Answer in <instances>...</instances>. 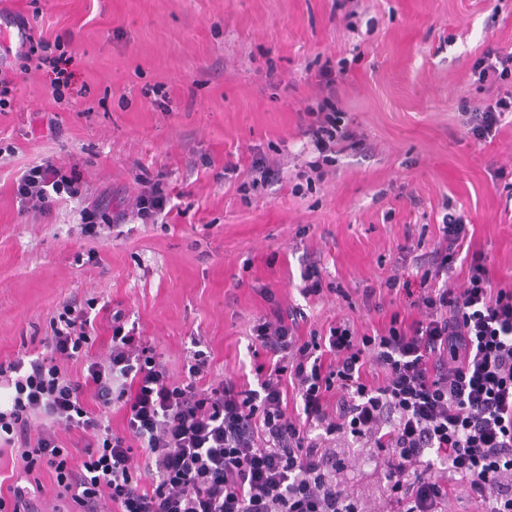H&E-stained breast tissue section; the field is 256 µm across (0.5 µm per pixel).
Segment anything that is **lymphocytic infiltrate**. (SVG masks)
<instances>
[{
  "label": "lymphocytic infiltrate",
  "mask_w": 512,
  "mask_h": 512,
  "mask_svg": "<svg viewBox=\"0 0 512 512\" xmlns=\"http://www.w3.org/2000/svg\"><path fill=\"white\" fill-rule=\"evenodd\" d=\"M17 30L18 46L0 47L46 71L54 98L73 90L68 43L35 37L15 5L0 21ZM307 133L318 153L311 172L329 162L350 134L331 100L310 113ZM76 174L45 160L20 177L16 194L34 209L51 196L79 192ZM172 192L144 182L133 212L104 200L87 206L84 224L142 222L163 214ZM441 236L417 280L390 276L385 286L411 298L415 318L392 313L374 334L346 321L327 333L299 336L275 315L253 329L268 357L254 382L206 380L209 357L193 340L187 376L172 380L155 348L112 315L108 361L88 356L86 308L64 304L45 352L0 363V447L41 461L83 512H365L340 480L342 444L363 445L385 480L390 512H446L449 480L468 488L485 512H512V288H496L482 251H465L462 216L443 217ZM461 268V283L449 281ZM84 360L98 401L89 411L80 386L59 359ZM124 398L128 436L105 420L113 397ZM299 410L290 413L289 403ZM42 430L30 441L33 420ZM88 443L62 448L58 429ZM143 448L134 458L131 440Z\"/></svg>",
  "instance_id": "f902f5d3"
}]
</instances>
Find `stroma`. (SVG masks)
<instances>
[{"mask_svg": "<svg viewBox=\"0 0 512 512\" xmlns=\"http://www.w3.org/2000/svg\"><path fill=\"white\" fill-rule=\"evenodd\" d=\"M35 34L70 41L83 96L54 100L44 71L18 75L0 112V362L43 349L65 303H101L90 353L107 360L110 312L184 375L203 340L212 380L244 377L251 334L271 303L300 310L302 335L339 319L372 333L405 296L447 212L474 226L493 284L512 286V113L489 139L467 134L477 106L512 94L479 82L490 48L512 52V0H35ZM346 69L333 89L314 74ZM334 96L353 137L308 178L307 110ZM55 119L59 135L47 130ZM42 159L75 170L80 193L48 209L20 203L21 173ZM274 176L249 190L255 162ZM179 197L155 223L89 229L80 212L104 199L129 210L140 172ZM318 262L322 291L303 296ZM381 291L367 312L362 290ZM270 287L274 302L261 290ZM348 486L366 512L383 481L356 447L342 449ZM42 486L41 512H79L49 471L0 456V485Z\"/></svg>", "mask_w": 512, "mask_h": 512, "instance_id": "35a3bbf8", "label": "stroma"}]
</instances>
